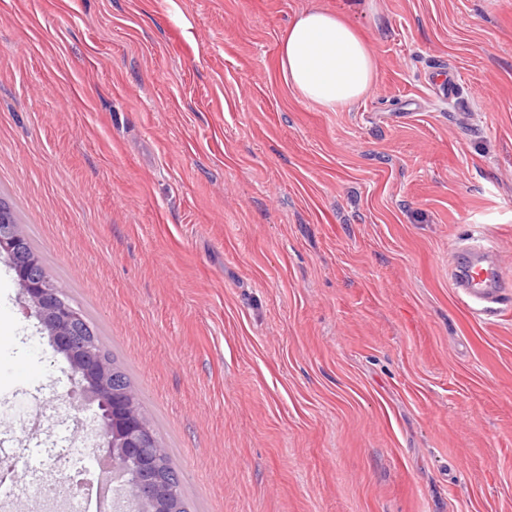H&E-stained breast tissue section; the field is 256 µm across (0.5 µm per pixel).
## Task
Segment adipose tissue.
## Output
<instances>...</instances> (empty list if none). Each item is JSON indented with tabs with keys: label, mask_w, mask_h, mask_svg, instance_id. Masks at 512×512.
<instances>
[{
	"label": "adipose tissue",
	"mask_w": 512,
	"mask_h": 512,
	"mask_svg": "<svg viewBox=\"0 0 512 512\" xmlns=\"http://www.w3.org/2000/svg\"><path fill=\"white\" fill-rule=\"evenodd\" d=\"M278 58L289 89L326 112L357 102L376 78L368 40L342 15L326 10H310L289 22Z\"/></svg>",
	"instance_id": "adipose-tissue-1"
}]
</instances>
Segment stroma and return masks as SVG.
<instances>
[{
    "label": "stroma",
    "mask_w": 512,
    "mask_h": 512,
    "mask_svg": "<svg viewBox=\"0 0 512 512\" xmlns=\"http://www.w3.org/2000/svg\"><path fill=\"white\" fill-rule=\"evenodd\" d=\"M342 13L377 76L325 112L288 21ZM459 91L437 98V68ZM0 195L130 376L191 512H512V0H0ZM0 262V448L98 446ZM451 279L462 303L480 314L497 310L505 304L506 297L510 301V289L504 286L503 268L489 247L454 246Z\"/></svg>",
    "instance_id": "stroma-1"
}]
</instances>
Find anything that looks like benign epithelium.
<instances>
[{
  "label": "benign epithelium",
  "instance_id": "7a95c632",
  "mask_svg": "<svg viewBox=\"0 0 512 512\" xmlns=\"http://www.w3.org/2000/svg\"><path fill=\"white\" fill-rule=\"evenodd\" d=\"M19 239L13 228L1 232L0 255L11 265L26 308L34 312L52 350L66 359L81 385L84 404L106 411L102 455L112 456L113 469L126 470L128 478L119 488L122 499L135 512H173L170 488L146 472L136 476L130 469L131 463L140 461L154 466L161 452L139 417L135 395L112 391L111 364L89 340L74 335L78 311L47 284L34 260L19 256Z\"/></svg>",
  "mask_w": 512,
  "mask_h": 512
}]
</instances>
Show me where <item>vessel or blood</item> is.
<instances>
[{
    "mask_svg": "<svg viewBox=\"0 0 512 512\" xmlns=\"http://www.w3.org/2000/svg\"><path fill=\"white\" fill-rule=\"evenodd\" d=\"M451 279L462 303L489 314L504 305L512 290L504 286V271L493 249L453 247Z\"/></svg>",
    "mask_w": 512,
    "mask_h": 512,
    "instance_id": "vessel-or-blood-1",
    "label": "vessel or blood"
}]
</instances>
